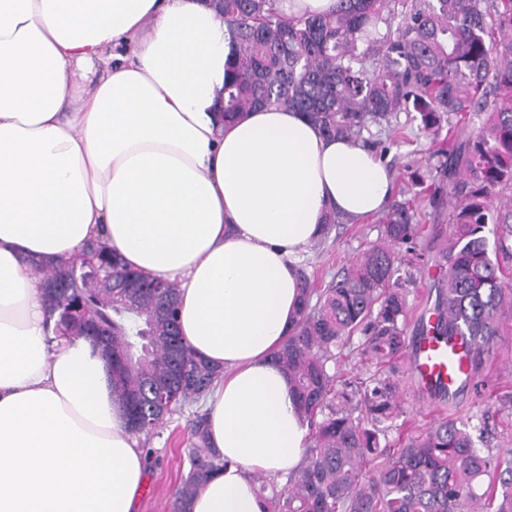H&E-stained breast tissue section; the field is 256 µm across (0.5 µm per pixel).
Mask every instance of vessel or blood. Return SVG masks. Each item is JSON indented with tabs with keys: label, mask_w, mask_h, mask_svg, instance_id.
Returning <instances> with one entry per match:
<instances>
[{
	"label": "vessel or blood",
	"mask_w": 512,
	"mask_h": 512,
	"mask_svg": "<svg viewBox=\"0 0 512 512\" xmlns=\"http://www.w3.org/2000/svg\"><path fill=\"white\" fill-rule=\"evenodd\" d=\"M438 319L431 311L420 317L418 334L408 342L410 370L421 393L452 397L474 381L470 344L464 336L442 335Z\"/></svg>",
	"instance_id": "vessel-or-blood-1"
}]
</instances>
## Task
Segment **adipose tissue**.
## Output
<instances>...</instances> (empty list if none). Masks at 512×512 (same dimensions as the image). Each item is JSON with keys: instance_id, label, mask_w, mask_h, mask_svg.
<instances>
[{"instance_id": "1", "label": "adipose tissue", "mask_w": 512, "mask_h": 512, "mask_svg": "<svg viewBox=\"0 0 512 512\" xmlns=\"http://www.w3.org/2000/svg\"><path fill=\"white\" fill-rule=\"evenodd\" d=\"M206 0H0V512H133L138 438L112 366L54 339L47 264L99 240L179 288L178 321L221 377L205 398L225 467L185 512H271L309 428L273 360L301 307L300 255L385 210L390 169L303 113L225 121L228 45Z\"/></svg>"}]
</instances>
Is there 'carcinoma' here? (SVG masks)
Returning a JSON list of instances; mask_svg holds the SVG:
<instances>
[{
	"instance_id": "obj_1",
	"label": "carcinoma",
	"mask_w": 512,
	"mask_h": 512,
	"mask_svg": "<svg viewBox=\"0 0 512 512\" xmlns=\"http://www.w3.org/2000/svg\"><path fill=\"white\" fill-rule=\"evenodd\" d=\"M231 52L223 112L289 106L328 137L370 147L371 126L398 136L399 115L431 135L446 132L448 227L434 258L446 333L470 337L475 376L512 330V0H412L391 28V0H339L335 12L288 18L277 0H222ZM482 118L477 134L459 123ZM417 223L411 200H393L380 237L319 289L301 273L304 305L276 356L288 372L309 443L286 485L258 479L272 512H512V449L477 447L470 424L438 419L400 448L387 443L400 415L395 363L407 349L404 254ZM86 257L113 273L70 263L46 270L43 292L57 336L84 335L61 312L99 302L109 323L112 396L128 431L147 435L203 396L219 370L198 358L177 321L178 287L143 288L153 277L125 267L102 245ZM354 346L365 376L336 382L339 351ZM188 477L173 492L184 512L198 487L224 468L207 417L189 423Z\"/></svg>"
}]
</instances>
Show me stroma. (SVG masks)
<instances>
[{
    "label": "stroma",
    "mask_w": 512,
    "mask_h": 512,
    "mask_svg": "<svg viewBox=\"0 0 512 512\" xmlns=\"http://www.w3.org/2000/svg\"><path fill=\"white\" fill-rule=\"evenodd\" d=\"M442 143L432 135L420 131L416 125L405 126L396 142L388 143L385 162L395 173V193L399 198L422 197L424 213L411 254L416 281L409 288L408 303L411 321L408 335H415L416 322L421 311L438 303L436 288L439 271L432 262V255L439 243L435 238L437 228L447 227L446 207L430 205L428 199L435 188L446 187L447 181L440 174ZM381 220L373 217L360 224H343L334 227L321 245L308 248L302 266L314 279L318 288H325L337 274L347 267L353 257L368 244L377 240ZM488 387L493 392L490 402H483L475 389H467L453 399H435L422 396L416 390L407 359L397 362L400 380V405L403 427L390 431L391 447H399L407 437L423 431L433 419L471 420L484 427L482 445L491 451L512 448V335L499 337L496 353L486 368ZM198 402L184 406L182 412L167 418L151 438L141 440V447L150 449L152 458L147 462L149 489L136 502L135 512H173V489L187 476L190 465L184 453L189 436L187 426L196 413Z\"/></svg>",
    "instance_id": "stroma-1"
}]
</instances>
